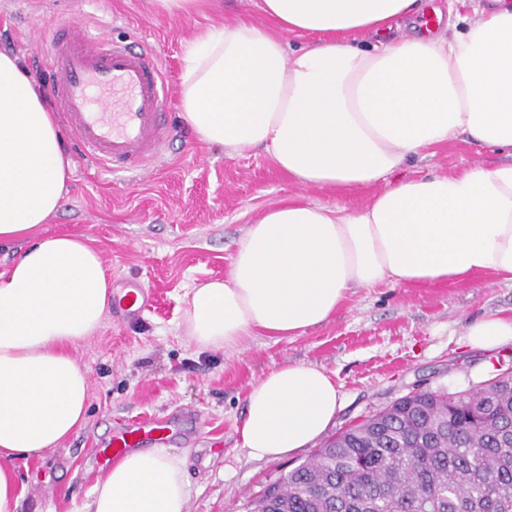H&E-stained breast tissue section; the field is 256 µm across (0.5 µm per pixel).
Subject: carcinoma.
Returning <instances> with one entry per match:
<instances>
[{"mask_svg": "<svg viewBox=\"0 0 512 512\" xmlns=\"http://www.w3.org/2000/svg\"><path fill=\"white\" fill-rule=\"evenodd\" d=\"M251 512H512V375L400 398L270 485Z\"/></svg>", "mask_w": 512, "mask_h": 512, "instance_id": "carcinoma-1", "label": "carcinoma"}]
</instances>
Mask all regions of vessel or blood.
Listing matches in <instances>:
<instances>
[{"instance_id":"obj_1","label":"vessel or blood","mask_w":512,"mask_h":512,"mask_svg":"<svg viewBox=\"0 0 512 512\" xmlns=\"http://www.w3.org/2000/svg\"><path fill=\"white\" fill-rule=\"evenodd\" d=\"M42 62L53 77L58 112L96 163L134 172L161 155L171 88L152 48L117 43L71 22L51 28ZM117 302L122 312L138 316L148 309L149 294L139 283L124 289ZM197 417L178 410L162 419L129 421L101 442L95 465L103 472L131 449L166 443Z\"/></svg>"}]
</instances>
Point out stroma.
<instances>
[{
    "instance_id": "obj_1",
    "label": "stroma",
    "mask_w": 512,
    "mask_h": 512,
    "mask_svg": "<svg viewBox=\"0 0 512 512\" xmlns=\"http://www.w3.org/2000/svg\"><path fill=\"white\" fill-rule=\"evenodd\" d=\"M237 19L269 25L260 0H205L188 18L151 14L144 0H0V52L19 55L48 86L41 57L49 29L82 20L114 41L154 48L175 88L184 38ZM168 123L162 156L141 172L100 169L73 136L65 138L68 193L43 234H82L112 280L144 284L150 307L137 318L109 312L94 336L74 346L89 379L87 418L63 445L29 460L19 512H85L100 476L95 449L117 424L189 407L200 413L201 427L167 446L184 461L188 512H249L252 500L312 455L304 448L259 460L241 446L250 386L287 363L318 365L335 381L342 399L336 433L416 389L472 391L512 366V344L480 350L466 341L475 317L512 314V286L490 273L436 288H356L328 323L303 335L257 336L233 352L197 350L179 328L191 291L226 275L237 241L264 209L288 201L357 209L375 189L302 187L264 151L204 146L182 125L175 102ZM507 159L460 137L408 160L398 176L448 175Z\"/></svg>"
}]
</instances>
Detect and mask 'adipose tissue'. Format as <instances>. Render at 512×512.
Instances as JSON below:
<instances>
[{"instance_id": "ef3b65f1", "label": "adipose tissue", "mask_w": 512, "mask_h": 512, "mask_svg": "<svg viewBox=\"0 0 512 512\" xmlns=\"http://www.w3.org/2000/svg\"><path fill=\"white\" fill-rule=\"evenodd\" d=\"M441 31L397 35L419 0H261L273 24L237 21L184 41L181 116L210 146L263 149L298 185H378L361 208L295 202L248 225L225 278L194 288L184 336L234 350L254 336L327 323L356 288L438 286L490 273L512 286V160L397 183L423 150L460 135L512 157V0ZM286 33L315 37L293 49ZM69 181L62 134L33 76L0 52V243L27 240L0 270V512H18L16 463L79 430L89 381L72 348L112 305L99 251L75 233L42 235ZM471 347L512 343V315L484 314ZM341 408L320 366L285 364L253 383L243 448L277 460L309 447ZM182 459L136 450L96 481L86 512H187Z\"/></svg>"}]
</instances>
